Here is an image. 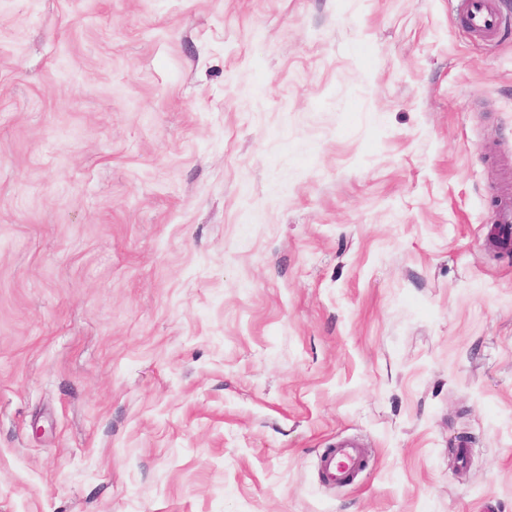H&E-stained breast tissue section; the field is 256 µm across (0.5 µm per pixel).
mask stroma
Segmentation results:
<instances>
[{"label":"stroma","instance_id":"1","mask_svg":"<svg viewBox=\"0 0 512 512\" xmlns=\"http://www.w3.org/2000/svg\"><path fill=\"white\" fill-rule=\"evenodd\" d=\"M511 175L460 0H0V512H512ZM362 466V451L354 443H342L336 448H329L321 459L324 480L331 485L345 484V476L350 471H357Z\"/></svg>","mask_w":512,"mask_h":512}]
</instances>
